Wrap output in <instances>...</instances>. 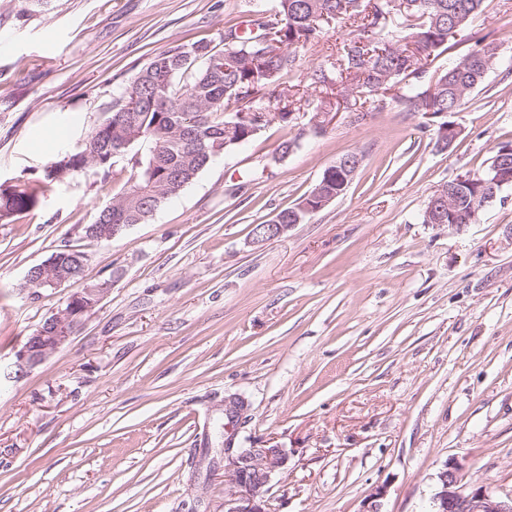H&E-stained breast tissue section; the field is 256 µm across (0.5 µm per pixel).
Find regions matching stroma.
Listing matches in <instances>:
<instances>
[{
	"label": "stroma",
	"instance_id": "stroma-1",
	"mask_svg": "<svg viewBox=\"0 0 512 512\" xmlns=\"http://www.w3.org/2000/svg\"><path fill=\"white\" fill-rule=\"evenodd\" d=\"M276 0H0V185L76 152L156 54ZM349 29L296 48L330 67ZM499 58L437 125L397 101L324 134L272 121L214 160L149 221L93 242L82 229L126 173L80 175L0 222V368L69 298L24 277L62 245L110 292L60 350L0 383V512H224L225 440L287 449L272 512H426L447 460L466 489L512 495V188L476 223L422 221L428 198L512 142V0H483L423 77L486 44ZM299 137L288 157L270 156ZM345 195L263 246L253 225L308 194L344 155ZM237 394L247 420L225 427Z\"/></svg>",
	"mask_w": 512,
	"mask_h": 512
}]
</instances>
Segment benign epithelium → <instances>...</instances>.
<instances>
[{"label": "benign epithelium", "instance_id": "7a95c632", "mask_svg": "<svg viewBox=\"0 0 512 512\" xmlns=\"http://www.w3.org/2000/svg\"><path fill=\"white\" fill-rule=\"evenodd\" d=\"M131 228L129 224H103L97 230L98 240L110 241ZM291 225L264 224L252 229L251 240L262 245L280 237ZM62 258L53 255L32 267L24 278L26 288H59L66 281ZM112 288L109 281L82 288L73 293L65 305L45 319L27 337L15 354L13 363L3 371L7 381L19 380L60 350L83 325L85 316ZM224 416L232 424L246 418L245 402L238 397L224 400ZM225 470L224 512H271L267 497L272 475L288 465V453L275 446L268 448H236L224 441ZM429 512H512V495L496 497L480 488L467 491L460 485L459 467L447 460L438 473V489L431 498Z\"/></svg>", "mask_w": 512, "mask_h": 512}]
</instances>
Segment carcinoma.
Listing matches in <instances>:
<instances>
[{"label": "carcinoma", "instance_id": "obj_1", "mask_svg": "<svg viewBox=\"0 0 512 512\" xmlns=\"http://www.w3.org/2000/svg\"><path fill=\"white\" fill-rule=\"evenodd\" d=\"M483 0H277V10L249 21L250 28L235 24L224 33L235 41L217 50L198 40L155 55L141 69L110 111L84 140L81 150L47 165L40 179L9 190L0 188V221L34 211L45 193L60 182V167L68 176L90 170L108 174L118 162L130 168L123 190L96 209L84 227L87 239L97 224H143L166 200L178 196L212 160L214 148L229 150L259 135L268 123L254 125L235 112H267L259 93L281 85L297 69L295 49L315 46L336 22L353 27V38L336 48L330 69H315L310 85L325 90H350L352 98L336 103L357 116L380 112L386 93L409 112L432 113L442 118L437 133L443 147L455 142L448 133L454 122L446 120L480 87L497 57L489 43L440 72L434 83L419 79L425 67L440 55L448 40L462 31ZM402 23L395 22V18ZM302 81L282 91L281 120L294 122L307 113L311 102ZM241 128L239 142L224 145V127ZM351 155L325 169L319 182L299 202L280 210L279 224L306 219L305 208H319L324 196L344 195L352 181ZM512 165L502 177L491 168L453 186L448 207L437 212L438 224H474L482 204L512 186Z\"/></svg>", "mask_w": 512, "mask_h": 512}]
</instances>
